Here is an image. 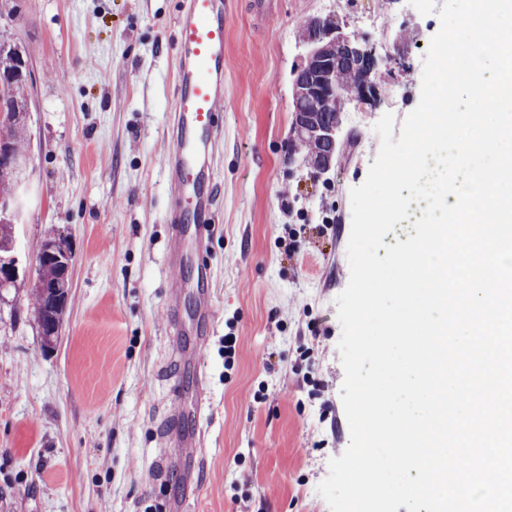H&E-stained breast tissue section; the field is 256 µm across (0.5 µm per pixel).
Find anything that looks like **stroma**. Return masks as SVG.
Wrapping results in <instances>:
<instances>
[{"label": "stroma", "mask_w": 512, "mask_h": 512, "mask_svg": "<svg viewBox=\"0 0 512 512\" xmlns=\"http://www.w3.org/2000/svg\"><path fill=\"white\" fill-rule=\"evenodd\" d=\"M229 0L219 224L203 257L215 318L199 364L197 291L168 294L165 157L181 0H0L24 46L29 178L0 294V512H330L318 485L350 443L337 297L350 278V190L380 149L365 122L403 121L443 0ZM313 16L346 25L383 62L379 103L344 112L347 145L314 177L291 135L290 71ZM69 237L72 288L52 350L38 335L39 244ZM235 333L233 367L224 336ZM201 428L195 458L162 443Z\"/></svg>", "instance_id": "stroma-1"}]
</instances>
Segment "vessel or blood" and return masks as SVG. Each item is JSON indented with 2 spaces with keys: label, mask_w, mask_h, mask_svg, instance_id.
I'll return each mask as SVG.
<instances>
[{
  "label": "vessel or blood",
  "mask_w": 512,
  "mask_h": 512,
  "mask_svg": "<svg viewBox=\"0 0 512 512\" xmlns=\"http://www.w3.org/2000/svg\"><path fill=\"white\" fill-rule=\"evenodd\" d=\"M224 14V0H185L175 22V147L166 158L173 194L166 221L179 267L204 249L218 222L211 166L224 135Z\"/></svg>",
  "instance_id": "vessel-or-blood-1"
}]
</instances>
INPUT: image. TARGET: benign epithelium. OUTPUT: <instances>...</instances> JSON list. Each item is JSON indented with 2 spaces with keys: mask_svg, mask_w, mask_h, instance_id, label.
Returning a JSON list of instances; mask_svg holds the SVG:
<instances>
[{
  "mask_svg": "<svg viewBox=\"0 0 512 512\" xmlns=\"http://www.w3.org/2000/svg\"><path fill=\"white\" fill-rule=\"evenodd\" d=\"M313 37L306 43V54L296 72L309 70L312 75L307 80H299L294 84L292 100V132L294 137H312L319 141L322 150L318 157L309 161V166L326 173L336 162V154L340 141V125L326 124L322 116L335 113L337 119H342L341 110L351 102L371 104L377 98L376 86L367 81L363 82L355 92L345 95L339 90L332 77L330 58L323 54V44L333 45L336 50L353 52L362 64L365 74L369 75L378 70L381 58L376 47L366 44L356 46L357 40L350 37L345 29L335 22L322 17H311L306 21ZM15 181H0V212H13L15 200ZM68 239L55 236L42 241L38 247L36 262L50 259L57 266L55 281L48 284L37 278L34 287L45 294L48 301L49 317L47 322H39V335L46 349L54 347L58 342L65 313L68 308L71 293L72 257L67 246ZM18 280V259L14 256L0 262V288H10Z\"/></svg>",
  "mask_w": 512,
  "mask_h": 512,
  "instance_id": "benign-epithelium-1",
  "label": "benign epithelium"
}]
</instances>
